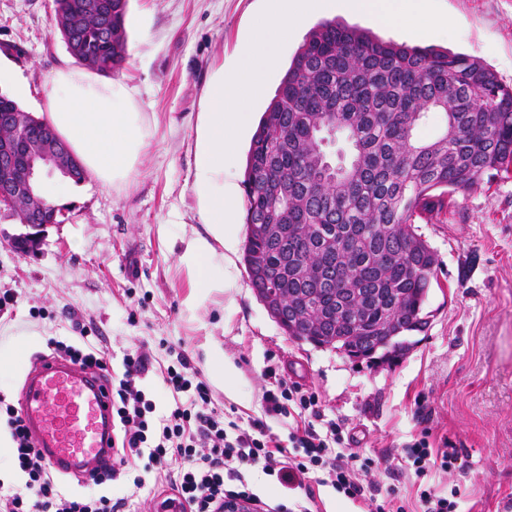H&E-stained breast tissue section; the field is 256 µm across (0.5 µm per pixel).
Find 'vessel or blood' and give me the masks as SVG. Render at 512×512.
Instances as JSON below:
<instances>
[{
	"label": "vessel or blood",
	"mask_w": 512,
	"mask_h": 512,
	"mask_svg": "<svg viewBox=\"0 0 512 512\" xmlns=\"http://www.w3.org/2000/svg\"><path fill=\"white\" fill-rule=\"evenodd\" d=\"M22 397L24 424L55 471L86 477L111 464L112 395L101 378L49 355L34 363Z\"/></svg>",
	"instance_id": "obj_1"
}]
</instances>
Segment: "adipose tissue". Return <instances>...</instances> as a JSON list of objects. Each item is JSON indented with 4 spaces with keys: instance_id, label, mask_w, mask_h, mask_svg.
<instances>
[{
    "instance_id": "obj_1",
    "label": "adipose tissue",
    "mask_w": 512,
    "mask_h": 512,
    "mask_svg": "<svg viewBox=\"0 0 512 512\" xmlns=\"http://www.w3.org/2000/svg\"><path fill=\"white\" fill-rule=\"evenodd\" d=\"M45 107V122L102 187L126 178L148 146L131 89L87 68L61 64L50 78Z\"/></svg>"
}]
</instances>
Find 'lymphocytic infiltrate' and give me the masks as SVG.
Masks as SVG:
<instances>
[{
  "label": "lymphocytic infiltrate",
  "mask_w": 512,
  "mask_h": 512,
  "mask_svg": "<svg viewBox=\"0 0 512 512\" xmlns=\"http://www.w3.org/2000/svg\"><path fill=\"white\" fill-rule=\"evenodd\" d=\"M152 362L142 352L125 355L124 372L111 384L113 444L116 448L111 470L98 476V483L120 478L139 458L170 466L179 462L169 486L188 505L190 512H220L224 502L254 500L242 484L240 469L261 465L266 475L304 488L314 499L315 486H329L345 497L365 503L369 512H406L397 488L379 493L374 484L363 483L370 474L373 458L340 452L343 430L335 420L325 419L318 395L296 382L278 379L276 388L262 395L263 415L247 425L226 420L212 408L206 382H191L184 375L188 359L168 368L163 380L176 403L162 419H153L154 405L146 401L138 381L146 376ZM13 442L12 461L27 480L24 488L0 498V512H122L126 499L65 491L54 480L48 464L36 449L24 421L12 405L0 400ZM289 420L287 441H280L268 425L271 418ZM420 480L416 491L419 512H457L456 501L439 495L426 481L432 470L453 472L463 462L453 448L433 447L428 438L417 439L405 448ZM314 484H307L308 475Z\"/></svg>",
  "instance_id": "lymphocytic-infiltrate-1"
}]
</instances>
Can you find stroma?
<instances>
[{
	"mask_svg": "<svg viewBox=\"0 0 512 512\" xmlns=\"http://www.w3.org/2000/svg\"><path fill=\"white\" fill-rule=\"evenodd\" d=\"M459 27L457 37L432 34L424 46L481 60L512 87V0H439ZM260 0H129L127 58L115 80L132 89L149 133V147L125 182L112 189L94 180L45 179L53 197L71 198L63 223L48 227L34 254L16 251L18 219L0 221V353L18 357L0 371V398L17 404L35 358L50 354L49 339L87 338L121 378L123 358L151 355L140 389L168 411L162 380L186 356L207 381L218 410L244 422L262 413L273 377L305 384L321 411L343 428L351 451L375 459L371 478L394 486L415 505L418 479L403 448L421 435L458 449L462 471L427 478L441 494L459 489L460 512H503L512 504V172L456 193L443 210L418 220L419 234L440 267L423 315L418 343L397 362L370 365L332 348L286 335L254 293L242 252L218 250L213 272L224 280L195 305V280L179 256L206 234L193 190L197 135L205 90L238 61L237 47L261 9ZM56 0H0V65L19 74V106L40 116L46 82L69 53L55 25ZM311 17L280 52L266 93L251 107L261 117L307 34ZM237 369L234 392L212 378L215 356ZM251 490L268 507L304 501L261 466L245 468ZM142 488H134L133 479ZM59 482L76 493L127 498L129 512H157L155 467L91 486L70 475Z\"/></svg>",
	"mask_w": 512,
	"mask_h": 512,
	"instance_id": "1",
	"label": "stroma"
}]
</instances>
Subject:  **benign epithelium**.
Instances as JSON below:
<instances>
[{
    "instance_id": "obj_1",
    "label": "benign epithelium",
    "mask_w": 512,
    "mask_h": 512,
    "mask_svg": "<svg viewBox=\"0 0 512 512\" xmlns=\"http://www.w3.org/2000/svg\"><path fill=\"white\" fill-rule=\"evenodd\" d=\"M77 163L49 124L31 114L25 120L17 112L0 114V196L17 204L24 227L12 239L18 251L39 250L46 229L56 224L59 206L43 193V179L55 173L68 177ZM260 301L285 333L297 329L288 322L284 302L268 293Z\"/></svg>"
}]
</instances>
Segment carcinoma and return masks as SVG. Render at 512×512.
Returning a JSON list of instances; mask_svg holds the SVG:
<instances>
[{"mask_svg":"<svg viewBox=\"0 0 512 512\" xmlns=\"http://www.w3.org/2000/svg\"><path fill=\"white\" fill-rule=\"evenodd\" d=\"M82 0H57L76 62L109 73L125 62L129 0H104L105 36ZM430 112L442 131L422 139ZM344 137L334 162L325 146ZM512 167V88L471 56L386 41L334 20L306 37L248 151L245 223L251 287L288 299L310 343L376 363L412 346L439 266L416 221L492 172Z\"/></svg>","mask_w":512,"mask_h":512,"instance_id":"1","label":"carcinoma"}]
</instances>
